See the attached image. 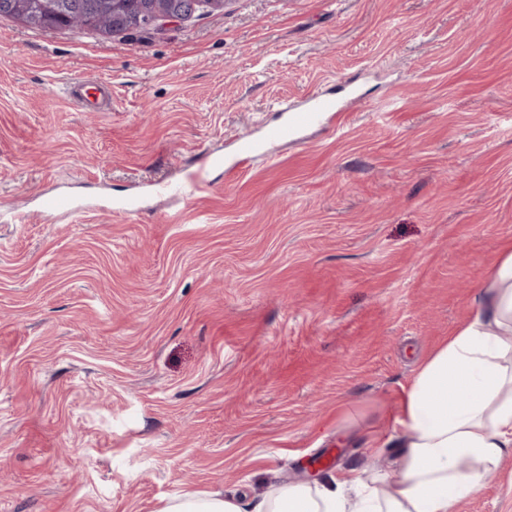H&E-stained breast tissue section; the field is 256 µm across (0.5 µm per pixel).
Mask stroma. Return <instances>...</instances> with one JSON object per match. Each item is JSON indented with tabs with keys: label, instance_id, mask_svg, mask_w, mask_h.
I'll return each instance as SVG.
<instances>
[{
	"label": "stroma",
	"instance_id": "35a3bbf8",
	"mask_svg": "<svg viewBox=\"0 0 512 512\" xmlns=\"http://www.w3.org/2000/svg\"><path fill=\"white\" fill-rule=\"evenodd\" d=\"M80 77L111 104L65 95ZM317 92L347 111L193 202L156 192ZM508 240L512 0H226L158 33L0 17V512L388 469L366 436ZM456 512H512V458Z\"/></svg>",
	"mask_w": 512,
	"mask_h": 512
}]
</instances>
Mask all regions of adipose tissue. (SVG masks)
I'll list each match as a JSON object with an SVG mask.
<instances>
[{"label": "adipose tissue", "mask_w": 512, "mask_h": 512, "mask_svg": "<svg viewBox=\"0 0 512 512\" xmlns=\"http://www.w3.org/2000/svg\"><path fill=\"white\" fill-rule=\"evenodd\" d=\"M468 321L419 365L367 448L394 451L392 473H342L318 488L277 486L249 499L210 490L161 512H455L512 455V242L473 297Z\"/></svg>", "instance_id": "1"}]
</instances>
